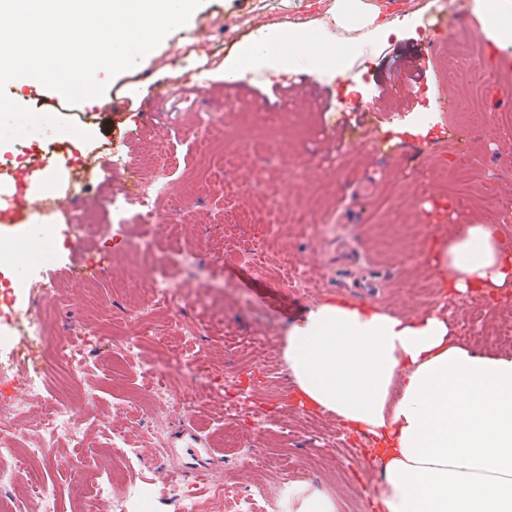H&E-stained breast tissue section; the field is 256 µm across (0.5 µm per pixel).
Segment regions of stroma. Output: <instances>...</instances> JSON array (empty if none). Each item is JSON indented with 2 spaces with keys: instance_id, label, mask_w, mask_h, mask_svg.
<instances>
[{
  "instance_id": "1",
  "label": "stroma",
  "mask_w": 512,
  "mask_h": 512,
  "mask_svg": "<svg viewBox=\"0 0 512 512\" xmlns=\"http://www.w3.org/2000/svg\"><path fill=\"white\" fill-rule=\"evenodd\" d=\"M335 2L205 0L188 25L223 21L212 36L216 61L179 55L170 33L132 69L112 78L99 73L103 95L61 102L58 119L91 136L83 156L108 144L113 158L143 167L163 149L172 164L171 189L157 205L156 223L140 229L152 241L150 251L108 236L84 242L79 223L85 213L101 212L95 191L87 190L70 225L53 239L56 264L45 267L35 250L21 264L23 277L55 279L63 292L60 301L40 303L48 343L70 347L86 337V352L97 361L82 380L65 370L46 377L48 401L69 403L87 394L93 400L82 409L79 434L53 437L43 457L30 463V470L47 477L54 495L29 497L27 484L19 483L24 512H115L93 496L74 500L71 475L120 474L124 458L110 445L116 430L127 431L138 448L160 498L158 512H173L190 494L207 498L210 483L173 480L179 462L161 453L143 426L147 420L174 431L189 425L204 436L224 428L247 436L259 455L287 459L285 470L257 471L225 464L233 449L216 453V478L226 488L239 490L259 477L274 491L288 479L333 496L338 512H350L352 498L362 503V512H372L367 484L377 480L378 470L364 459L368 440L347 434L331 416L283 406L284 394L294 387L287 369L263 373L256 353L242 343L283 338L322 298L340 296L405 315L448 300L426 253L433 237L448 238L457 224L503 222L512 208V165L497 155L501 141L512 139V72L504 73L481 47L472 60L441 72L458 37L479 35L469 22V6L444 11L437 25L431 17L435 0H398L381 18L401 31V39L382 43L358 29L357 67L346 76L330 81L283 63L259 68L249 92L227 89L225 69L239 62L241 43L259 34L292 28L335 41L329 28ZM303 77L316 86L317 98L298 105L280 96V89ZM426 111L435 115L428 134L397 138V130L416 126ZM207 112L225 113L226 120L201 135L195 127ZM466 112L484 113L486 126L463 124ZM131 127L140 134L129 141ZM259 137L274 146L287 142V155L253 153ZM272 194L282 198V208L269 209ZM292 210L306 213L307 224L289 227ZM401 211L418 226L413 238L394 223ZM262 226L279 231L275 245L257 264H226L225 251L252 247ZM179 248L198 252L204 267L216 268L219 287L206 289L190 279L176 307L158 305L141 320L129 319L126 299L172 264ZM289 258L321 281L318 298L289 286ZM423 279L432 284L430 295L409 293V285ZM123 336L140 337L142 360L163 373L185 408L155 402L152 381L120 357ZM177 342L186 358L211 363L208 386L189 369L169 368L167 348ZM121 393L133 400L132 408L113 409L112 399ZM329 446L342 467L318 471L315 458ZM60 456L69 472L52 468Z\"/></svg>"
}]
</instances>
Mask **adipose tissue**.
Returning a JSON list of instances; mask_svg holds the SVG:
<instances>
[{"instance_id":"ef3b65f1","label":"adipose tissue","mask_w":512,"mask_h":512,"mask_svg":"<svg viewBox=\"0 0 512 512\" xmlns=\"http://www.w3.org/2000/svg\"><path fill=\"white\" fill-rule=\"evenodd\" d=\"M470 19L491 55L511 61L512 0H474ZM332 21L383 41L400 36L364 0H336ZM322 42L292 29L264 34L224 79L282 61L322 68ZM430 256L449 293L512 297V248L498 225H460ZM283 357L305 407L370 439L374 512H512L511 352H477L441 306L405 317L329 298L291 326Z\"/></svg>"}]
</instances>
